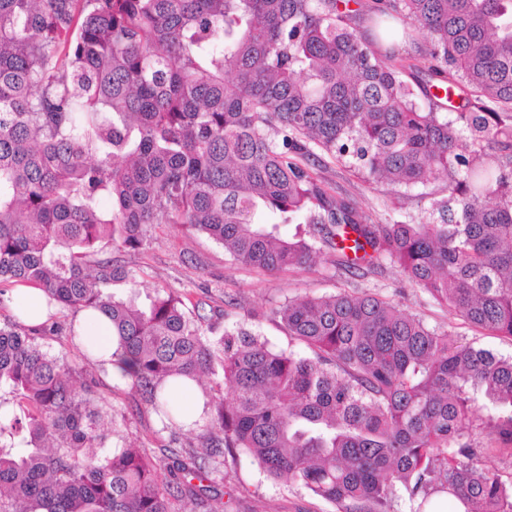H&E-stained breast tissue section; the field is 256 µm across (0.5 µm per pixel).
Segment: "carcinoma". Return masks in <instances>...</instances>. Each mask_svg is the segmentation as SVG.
<instances>
[{"mask_svg":"<svg viewBox=\"0 0 512 512\" xmlns=\"http://www.w3.org/2000/svg\"><path fill=\"white\" fill-rule=\"evenodd\" d=\"M424 32L439 96L404 80L393 25L366 38L339 0H0V297L40 287L102 313L125 386L170 432L154 458L124 435L80 361L76 322H0V512H224L214 484L244 454L335 512H512L478 465L512 451V357L458 344L376 295L289 299L220 327L157 289L139 301L153 224L207 235L268 272L389 263L463 321L512 339V0H386ZM463 94L455 118L437 109ZM437 181L421 224H376L315 168ZM112 208L103 207L104 201ZM309 230L281 235L282 224ZM124 283L130 295L109 288ZM270 319L302 350L248 322ZM73 343L78 360L47 340ZM207 374L198 433L171 391Z\"/></svg>","mask_w":512,"mask_h":512,"instance_id":"cac0c4a2","label":"carcinoma"}]
</instances>
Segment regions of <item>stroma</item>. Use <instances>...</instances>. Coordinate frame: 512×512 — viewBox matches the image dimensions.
I'll use <instances>...</instances> for the list:
<instances>
[{"label": "stroma", "mask_w": 512, "mask_h": 512, "mask_svg": "<svg viewBox=\"0 0 512 512\" xmlns=\"http://www.w3.org/2000/svg\"><path fill=\"white\" fill-rule=\"evenodd\" d=\"M322 174L338 194L356 202L378 224L428 221L431 200L440 190L433 181L412 188L370 184L354 168L337 162L328 163ZM114 258L137 272L138 290L143 295L163 287L194 301L203 300L210 308L223 307L225 298H235V306L229 307L234 321L243 318L247 310L268 309L296 296L367 292L398 303L429 326L447 330L452 340L505 357L512 355L511 338L489 334L449 314L447 306L412 286L390 264L365 275L347 273L323 261L309 270L270 273L234 261L212 239L173 224L151 226L141 250L118 252ZM112 404L128 418L127 436L144 444L151 454H159L168 439L157 435V418L142 407L140 398L120 391L113 394ZM219 489L227 512H334L332 505L286 480L267 479L243 456H225Z\"/></svg>", "instance_id": "stroma-1"}]
</instances>
